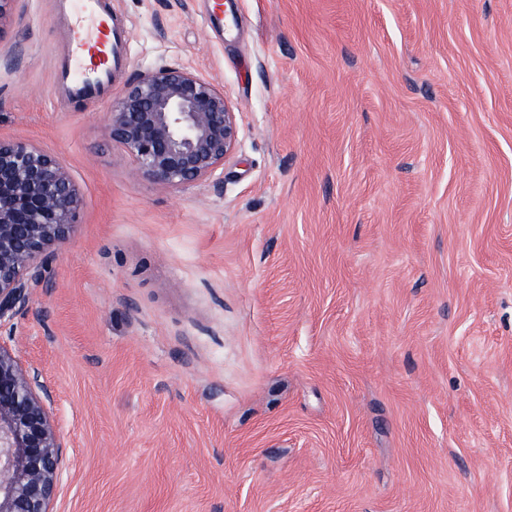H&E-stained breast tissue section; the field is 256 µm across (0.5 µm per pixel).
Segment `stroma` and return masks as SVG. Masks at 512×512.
Listing matches in <instances>:
<instances>
[{"instance_id":"stroma-1","label":"stroma","mask_w":512,"mask_h":512,"mask_svg":"<svg viewBox=\"0 0 512 512\" xmlns=\"http://www.w3.org/2000/svg\"><path fill=\"white\" fill-rule=\"evenodd\" d=\"M125 78L223 88L179 189L61 97L53 0L0 20V136L80 207L0 345L63 448L52 512H512V0H112Z\"/></svg>"}]
</instances>
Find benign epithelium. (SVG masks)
Listing matches in <instances>:
<instances>
[{"label": "benign epithelium", "instance_id": "7a95c632", "mask_svg": "<svg viewBox=\"0 0 512 512\" xmlns=\"http://www.w3.org/2000/svg\"><path fill=\"white\" fill-rule=\"evenodd\" d=\"M106 129L137 175L171 188L214 175L239 140L224 90L166 65L128 84L107 112ZM79 206L54 153L0 138V326L31 302ZM38 388V374L0 346V512H51L62 442Z\"/></svg>", "mask_w": 512, "mask_h": 512}]
</instances>
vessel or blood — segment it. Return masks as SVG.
<instances>
[{
    "label": "vessel or blood",
    "instance_id": "vessel-or-blood-1",
    "mask_svg": "<svg viewBox=\"0 0 512 512\" xmlns=\"http://www.w3.org/2000/svg\"><path fill=\"white\" fill-rule=\"evenodd\" d=\"M69 18L66 58L55 71L57 89L81 101L104 99L124 70L130 41L112 0H62Z\"/></svg>",
    "mask_w": 512,
    "mask_h": 512
}]
</instances>
